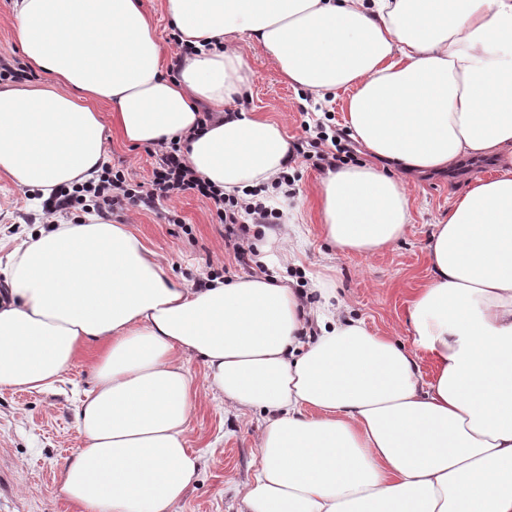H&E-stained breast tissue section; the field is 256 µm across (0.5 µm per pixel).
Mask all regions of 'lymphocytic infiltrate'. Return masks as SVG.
I'll use <instances>...</instances> for the list:
<instances>
[{
	"instance_id": "1",
	"label": "lymphocytic infiltrate",
	"mask_w": 512,
	"mask_h": 512,
	"mask_svg": "<svg viewBox=\"0 0 512 512\" xmlns=\"http://www.w3.org/2000/svg\"><path fill=\"white\" fill-rule=\"evenodd\" d=\"M187 191L213 206L224 226V245L233 250L237 262L244 266L256 263V249L244 243L237 229L249 220L256 224L274 223L280 219V212L265 209L246 198L224 196L221 190L196 175L176 140L159 144L149 183L131 182L122 170L106 164L97 178L70 190L58 189L44 201L42 211L44 218L48 219L77 211H94L108 216L131 208L154 210L173 195Z\"/></svg>"
}]
</instances>
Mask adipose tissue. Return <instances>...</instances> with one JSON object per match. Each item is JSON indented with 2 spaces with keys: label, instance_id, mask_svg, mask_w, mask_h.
Wrapping results in <instances>:
<instances>
[{
  "label": "adipose tissue",
  "instance_id": "obj_1",
  "mask_svg": "<svg viewBox=\"0 0 512 512\" xmlns=\"http://www.w3.org/2000/svg\"><path fill=\"white\" fill-rule=\"evenodd\" d=\"M165 7L189 47L172 77L140 0H15L21 51L46 80L0 86V174L45 197L97 175L107 103L127 143L180 139L205 181L276 205L291 147L241 104L253 80L241 42L316 99L347 93L344 123L369 160L321 180L340 252L405 236L403 174L467 157L495 173L434 224L408 347L344 317L335 289L304 306L274 271L189 287L128 225L95 215L21 240L0 290V389L52 388L82 346L101 348L62 498L175 512L201 464L186 446L192 353L225 404L265 416L244 512H512V0ZM203 104L218 113L201 129Z\"/></svg>",
  "mask_w": 512,
  "mask_h": 512
}]
</instances>
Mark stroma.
I'll list each match as a JSON object with an SVG mask.
<instances>
[{"label":"stroma","mask_w":512,"mask_h":512,"mask_svg":"<svg viewBox=\"0 0 512 512\" xmlns=\"http://www.w3.org/2000/svg\"><path fill=\"white\" fill-rule=\"evenodd\" d=\"M242 49L254 73L249 110L279 122L289 142L314 140L312 127L319 123L329 131L343 129L342 99L312 104L308 93L282 81L262 47L246 43ZM106 159L133 182L151 178V147L114 138L107 144ZM491 173L488 161L464 159L443 173L408 177L407 234L374 254L341 255L329 249L321 232L319 193L324 171L316 157H295L289 205L300 211L301 236L296 245L301 265L287 270V277H323L353 317L380 335L411 344L407 306L429 276L433 226L447 215L450 200L472 178ZM166 206L177 211L180 223H168L161 212L141 209L113 216L112 221L130 225L149 248L171 262L175 274L187 277L213 270L224 279L247 275V268L225 249L224 226L209 204L186 192L173 196ZM39 214V205L27 199L25 189L0 175V283L9 272V255L38 223ZM96 353V346H86L52 392L0 389V512H77L60 497L58 484L64 462L84 445L74 412L92 385ZM183 361L194 392L187 441L202 462L200 475L177 512H241L240 490L254 473L263 419L225 406L223 396L206 378L201 358L187 354Z\"/></svg>","instance_id":"obj_1"}]
</instances>
